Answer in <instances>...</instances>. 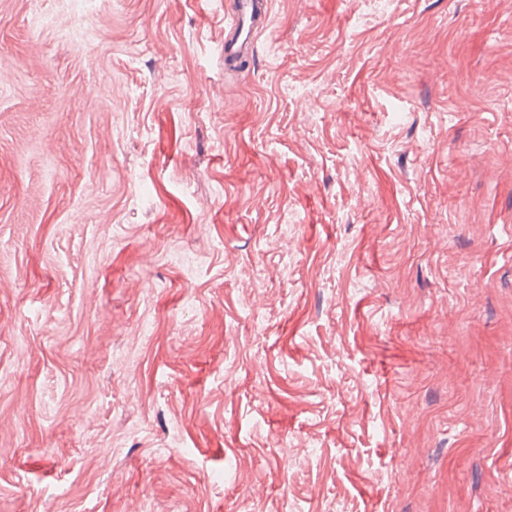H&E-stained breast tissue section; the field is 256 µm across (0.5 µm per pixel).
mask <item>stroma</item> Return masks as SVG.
<instances>
[{
    "instance_id": "stroma-1",
    "label": "stroma",
    "mask_w": 512,
    "mask_h": 512,
    "mask_svg": "<svg viewBox=\"0 0 512 512\" xmlns=\"http://www.w3.org/2000/svg\"><path fill=\"white\" fill-rule=\"evenodd\" d=\"M0 0V512H512V0ZM233 12V38L224 41V67L237 54L252 53L255 48V32L263 27L269 17L268 0H236Z\"/></svg>"
}]
</instances>
